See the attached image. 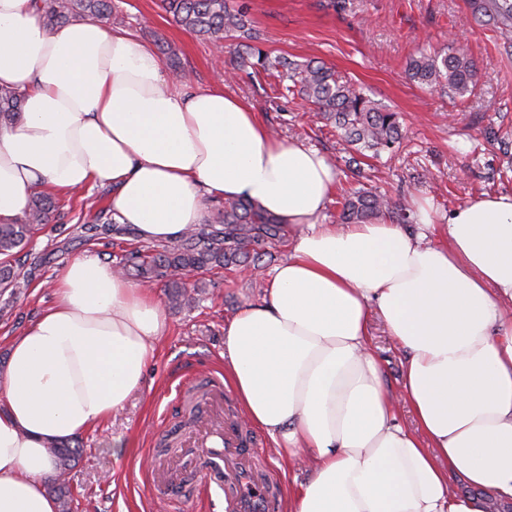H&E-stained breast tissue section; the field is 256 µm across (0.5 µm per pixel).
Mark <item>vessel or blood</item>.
<instances>
[{
    "label": "vessel or blood",
    "mask_w": 512,
    "mask_h": 512,
    "mask_svg": "<svg viewBox=\"0 0 512 512\" xmlns=\"http://www.w3.org/2000/svg\"><path fill=\"white\" fill-rule=\"evenodd\" d=\"M223 404L224 384L216 377L196 403L198 429L175 456L193 466L209 498L224 500L226 512H275L271 475L258 466L262 450L249 445Z\"/></svg>",
    "instance_id": "1"
}]
</instances>
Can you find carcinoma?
Returning a JSON list of instances; mask_svg holds the SVG:
<instances>
[{
  "label": "carcinoma",
  "mask_w": 512,
  "mask_h": 512,
  "mask_svg": "<svg viewBox=\"0 0 512 512\" xmlns=\"http://www.w3.org/2000/svg\"><path fill=\"white\" fill-rule=\"evenodd\" d=\"M46 26L65 25L73 21L105 22L112 17V0H35ZM470 17L492 27L500 36L505 55L512 56V0H466ZM166 13L180 26L215 41L233 33L246 39L237 51V64L255 71H277L290 81L286 90L297 92L313 105L323 119L341 131L350 162L361 164L367 153L378 158L391 154L401 139L400 116L372 100L346 77L324 64H296L286 57L271 58L264 50L247 43L252 38L243 10L229 0H162ZM410 79L431 89H439L449 97L464 98L477 86L478 66L467 45L453 40L448 51L430 52L418 49L409 59ZM22 119V96L0 89V122L13 124ZM59 205L48 196L37 194L29 203L24 218L15 224H0V289L16 291L28 285L29 274L12 264L13 250L31 238L54 216ZM390 218L398 224H411L413 219L401 203L373 189L360 188L344 197L339 221L342 224L367 223ZM82 237L87 241L100 234L124 237L127 228L115 221L105 225L85 224ZM283 224L266 213L260 204L246 199H226L222 209L209 223L197 224L181 237L154 248L134 247L127 251L117 272L140 279L165 278L169 300L174 306L193 300L184 278L203 275L214 268L238 266L250 258L253 246L278 240ZM57 461L54 492L60 512H72V498L66 476L78 449L60 443L51 448Z\"/></svg>",
  "instance_id": "obj_1"
}]
</instances>
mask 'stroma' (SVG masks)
<instances>
[{
    "instance_id": "35a3bbf8",
    "label": "stroma",
    "mask_w": 512,
    "mask_h": 512,
    "mask_svg": "<svg viewBox=\"0 0 512 512\" xmlns=\"http://www.w3.org/2000/svg\"><path fill=\"white\" fill-rule=\"evenodd\" d=\"M257 44L270 56L305 63L319 61L351 79L364 93L400 113L403 139L393 156L371 160L362 176L349 168V154L333 125L278 86L277 78L236 70L230 41L214 42L179 26L160 7V0H114L111 27L133 33L148 47H168L165 72L181 70L196 90L223 84L244 98L281 140L318 150L334 166L337 185L325 212L337 223L343 194L367 187L391 196L408 209L430 203L436 223L466 202L512 192V139L491 143L486 127L512 132V59L497 49L498 35L471 20L464 0H346L336 10L332 0H244ZM461 34L478 65L474 94L453 100L409 79L407 62L417 48L439 51L452 34ZM79 207L63 208L17 253L31 278L18 295L0 292V368L11 340L54 300V283L75 259L96 257L118 263L122 251L111 236L94 241L78 238L73 229L85 223ZM289 239L267 245L255 275L214 269L204 274L195 300L178 307L168 300L166 281L151 282L160 301L166 329L156 341L142 389L123 410L79 435L80 454L68 475L77 512H199L190 499L160 498L154 483L162 460L157 448L180 425L185 409L180 389H192L208 377L224 374V325L240 309L260 302L275 263L287 258ZM371 346L387 391L400 394L404 350L387 335L379 318L371 320ZM262 444L264 462L275 478V512H286L288 493L309 471L279 456L271 438L245 424ZM127 445L119 453L116 442Z\"/></svg>"
}]
</instances>
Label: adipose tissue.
<instances>
[{"mask_svg":"<svg viewBox=\"0 0 512 512\" xmlns=\"http://www.w3.org/2000/svg\"><path fill=\"white\" fill-rule=\"evenodd\" d=\"M0 224L32 194L112 189L142 241L180 237L209 199L258 202L288 258L261 303L224 327L227 380L278 453L311 466L288 512H484L452 475L512 501V194L484 195L421 232L325 223L336 170L272 138L222 85L171 83L157 55L101 23L45 27L34 0H0ZM55 300L0 372V512H57L50 452L123 409L166 327L156 296L96 258L69 263ZM406 352L401 398L383 387L371 315ZM415 423L397 421L399 406ZM22 96L15 91L0 89V121L13 124L22 119Z\"/></svg>","mask_w":512,"mask_h":512,"instance_id":"1","label":"adipose tissue"}]
</instances>
